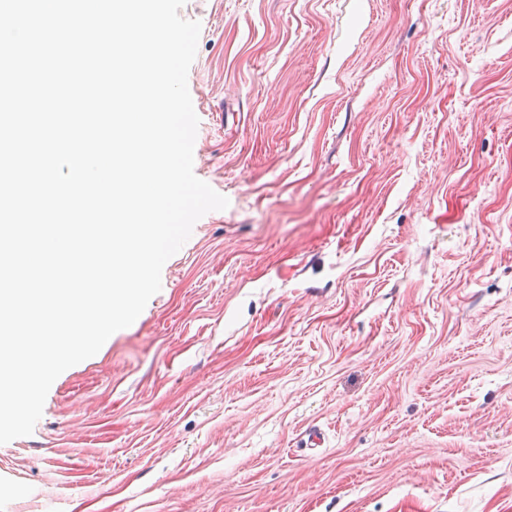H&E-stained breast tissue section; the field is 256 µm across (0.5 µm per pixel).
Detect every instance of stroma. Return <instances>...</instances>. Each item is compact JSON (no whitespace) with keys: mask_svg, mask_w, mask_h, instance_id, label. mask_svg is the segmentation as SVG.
Returning a JSON list of instances; mask_svg holds the SVG:
<instances>
[{"mask_svg":"<svg viewBox=\"0 0 512 512\" xmlns=\"http://www.w3.org/2000/svg\"><path fill=\"white\" fill-rule=\"evenodd\" d=\"M180 14L229 205L0 444V512H512V0Z\"/></svg>","mask_w":512,"mask_h":512,"instance_id":"35a3bbf8","label":"stroma"}]
</instances>
